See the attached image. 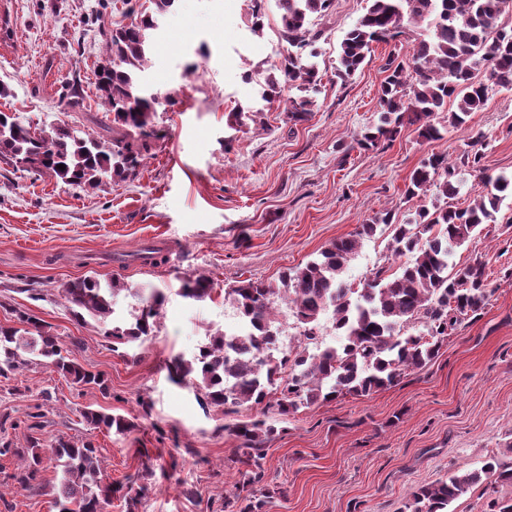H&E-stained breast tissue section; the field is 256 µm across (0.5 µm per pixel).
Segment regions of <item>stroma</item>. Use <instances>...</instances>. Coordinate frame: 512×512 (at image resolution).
<instances>
[{"instance_id": "35a3bbf8", "label": "stroma", "mask_w": 512, "mask_h": 512, "mask_svg": "<svg viewBox=\"0 0 512 512\" xmlns=\"http://www.w3.org/2000/svg\"><path fill=\"white\" fill-rule=\"evenodd\" d=\"M143 2L0 0L19 32L0 42V84L8 89L0 112L19 113L36 127L63 120L95 133L89 115L110 118L95 79L106 50L102 32L130 23L129 8ZM368 5L335 0L318 19L323 80L314 111L301 122L262 110L253 76L288 53L275 0H266L259 35L250 31L247 0H179L158 21L143 74L174 102L159 108L164 137L134 179L86 191L0 160V322L17 310L42 319L71 358L110 385L105 397L43 365L0 379V439L25 447L24 420L36 405L45 437L92 439L107 480L119 488L104 512H126L131 484L142 490L137 512H219L225 490L240 480L228 463L239 446L231 427L240 418L264 417L277 429L263 445V484L275 491L268 512H407L420 485L480 468L493 454L512 464V196L497 223L453 256L459 265L484 262L487 306L449 336L437 358L395 385L288 417L251 406L227 416L168 378L173 358H191L210 333L237 329L240 316L224 299L236 281L277 280L387 212L391 223L362 240L343 278L359 288L378 269L403 265L405 256L389 243L397 225L435 200L405 197L411 172L430 154H447L455 165L474 144L487 174L512 173V90L491 93L442 140L423 141L408 125L391 143L359 148L358 133L379 109L394 45L373 44L348 81L335 72L339 43ZM68 83L77 87V101L65 97ZM240 106L260 113L238 132L226 119ZM149 242L166 263L130 261ZM93 272L131 287L120 305L123 319L138 314L152 288L164 290L152 336L116 350L101 324L72 318L58 291ZM199 273L212 279L211 297L180 296L181 281ZM88 405L124 415L132 431L89 429L80 416ZM18 464L14 455L0 456V512H55L52 466L39 471L41 490L31 494L11 484Z\"/></svg>"}]
</instances>
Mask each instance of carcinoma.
<instances>
[{"label":"carcinoma","mask_w":512,"mask_h":512,"mask_svg":"<svg viewBox=\"0 0 512 512\" xmlns=\"http://www.w3.org/2000/svg\"><path fill=\"white\" fill-rule=\"evenodd\" d=\"M177 0H150L152 8L138 13L130 23L112 29L103 66L97 72L98 89L112 113V138H96L66 123L35 129L19 117L0 112V159L16 168L48 174L65 184L99 189L134 178L156 141L162 137L155 124L158 107L172 104L142 79L152 31L158 17L172 11ZM334 0H277L280 35L290 50L280 65L258 81L268 109L283 108L288 120L299 122L316 106L313 93L322 82L314 58L321 31L313 17L325 16ZM427 25L428 34L415 40L408 55H390L387 76L379 93L377 118L366 125L358 144L364 149L391 142L408 124L416 126L425 141H437L450 128H461L471 113L481 109L496 88L512 89V0H370L366 13L345 34L339 45L336 77L345 81L363 65L374 43H389L404 34V21ZM295 85L302 95L284 98L282 84ZM455 109H448V104ZM258 111L238 107L228 116L232 129L256 121ZM479 152L467 151L461 166L476 173L491 190L477 194L463 208L448 207L457 192L448 156L433 154L410 176L406 196L419 197L435 190L433 209L420 206L415 225L402 224L395 232L391 251L411 253L413 259L398 271L375 272L362 288H349L342 279L346 263L361 240L374 235L377 225L390 215L376 216L356 232L332 242L319 257L281 275L280 284L240 280L224 289L250 327L241 332L211 335L206 346L190 359L177 358L168 365L176 384H190L203 400L226 415L239 408L275 404L286 416L304 405L339 396H368L391 386L401 375L431 362L468 314L485 308L490 297L485 265L479 261L458 266L451 262L455 248L479 237L482 225L496 222L505 196L512 194V175L485 174ZM65 165V169L57 165ZM130 291L116 279L102 282L86 276L64 285L60 297L75 320L89 315L106 321L114 315L118 297ZM213 281L200 273L185 280L181 296L203 300L211 295ZM284 298L299 329V349L292 356L277 355L279 318L272 300ZM164 293L152 291L140 314L131 321L113 320L103 329L112 343L133 344L154 332ZM332 311L341 336L337 346L309 345L319 338L321 314ZM18 325L0 324V377L18 370L52 365L73 383L110 395L107 380L62 355L61 337L51 333L38 317L16 313ZM421 324L425 332L403 335L404 326ZM93 430L126 435L134 424L121 414L87 406L80 411ZM27 425L28 447L13 448L0 441V455L13 453L24 459L11 475L17 488L31 491L43 463L53 465L58 476L54 507L58 512H103L112 496V483L100 465L98 448L90 440L74 441L58 435L46 441L43 425ZM240 453L233 463L240 472L246 494L224 496V512H266L269 489L261 486V445L276 433L263 419L235 424ZM512 483V465L495 455L478 470H458L445 479L422 485L411 493L409 512H448V506L481 480Z\"/></svg>","instance_id":"cac0c4a2"}]
</instances>
